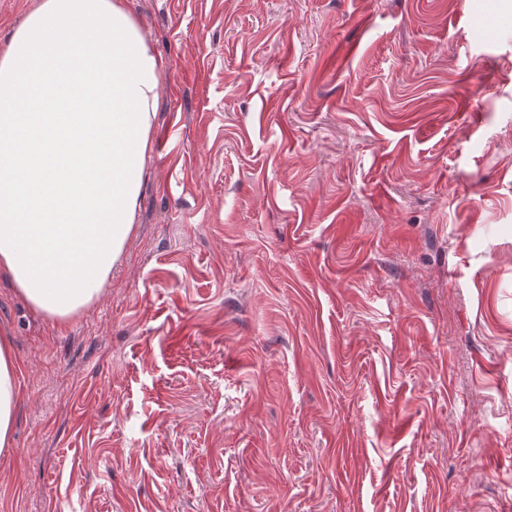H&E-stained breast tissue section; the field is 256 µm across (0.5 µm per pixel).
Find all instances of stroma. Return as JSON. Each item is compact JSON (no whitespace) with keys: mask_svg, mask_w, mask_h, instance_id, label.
<instances>
[{"mask_svg":"<svg viewBox=\"0 0 512 512\" xmlns=\"http://www.w3.org/2000/svg\"><path fill=\"white\" fill-rule=\"evenodd\" d=\"M136 229L66 323L0 273V512H512V0H128ZM18 362L7 336L0 337V453L13 445L16 411L24 400L17 384Z\"/></svg>","mask_w":512,"mask_h":512,"instance_id":"obj_1","label":"stroma"}]
</instances>
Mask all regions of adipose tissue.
Masks as SVG:
<instances>
[{"label":"adipose tissue","instance_id":"adipose-tissue-1","mask_svg":"<svg viewBox=\"0 0 512 512\" xmlns=\"http://www.w3.org/2000/svg\"><path fill=\"white\" fill-rule=\"evenodd\" d=\"M164 64L125 0H41L0 50V270L58 322L104 294L134 231ZM0 337V452L24 396Z\"/></svg>","mask_w":512,"mask_h":512}]
</instances>
